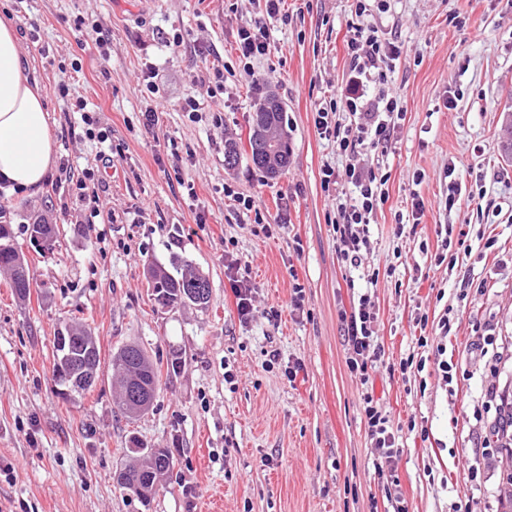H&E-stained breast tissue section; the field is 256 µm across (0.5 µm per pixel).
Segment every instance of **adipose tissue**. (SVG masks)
<instances>
[{
  "label": "adipose tissue",
  "instance_id": "ef3b65f1",
  "mask_svg": "<svg viewBox=\"0 0 512 512\" xmlns=\"http://www.w3.org/2000/svg\"><path fill=\"white\" fill-rule=\"evenodd\" d=\"M55 154L50 114L22 64L15 27L0 19V183L41 191Z\"/></svg>",
  "mask_w": 512,
  "mask_h": 512
}]
</instances>
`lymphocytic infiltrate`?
<instances>
[{
	"mask_svg": "<svg viewBox=\"0 0 512 512\" xmlns=\"http://www.w3.org/2000/svg\"><path fill=\"white\" fill-rule=\"evenodd\" d=\"M386 3L387 0H352L344 18L350 74L340 96L319 107L314 117L320 137L348 160L341 170L324 166L322 186L336 202L332 230L337 260L350 274H366L362 286L352 277L348 279L355 302L351 311L340 314L348 346L347 365L364 382L384 355L377 334L378 310L369 291L380 274L373 260L370 226L389 194L388 176L381 168L357 166L352 159L360 149L387 147L405 115L399 94L389 84L400 49L384 41L369 22L373 9H385ZM280 10L281 0H264L263 18L239 27L236 46L244 69H251L253 60L269 54L271 42L265 20L278 16ZM362 410L378 471L394 472L398 447L391 415L369 392L362 396Z\"/></svg>",
	"mask_w": 512,
	"mask_h": 512,
	"instance_id": "obj_1",
	"label": "lymphocytic infiltrate"
}]
</instances>
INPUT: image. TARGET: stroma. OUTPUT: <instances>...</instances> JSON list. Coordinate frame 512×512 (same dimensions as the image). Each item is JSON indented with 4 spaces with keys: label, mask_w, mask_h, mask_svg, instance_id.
Segmentation results:
<instances>
[{
    "label": "stroma",
    "mask_w": 512,
    "mask_h": 512,
    "mask_svg": "<svg viewBox=\"0 0 512 512\" xmlns=\"http://www.w3.org/2000/svg\"><path fill=\"white\" fill-rule=\"evenodd\" d=\"M347 10V0H286L266 22L270 54L248 74L235 39L257 17V0H0V17L26 32L18 46L57 148L42 192L0 189V222L33 282L21 301L0 271V512H388L360 411L368 390L400 423L395 475L409 512H453L458 503L500 512L505 451L491 433L497 405L484 394L491 383L512 393V161L497 136L512 110V0H389L372 17L382 38L401 47L392 82L406 116L387 151L367 154L390 176L372 232L378 260L395 271L380 274L375 289L384 357L365 383L346 364L338 314L352 293L336 258V206L321 184L324 165L345 160L314 127L316 110L348 78L339 25ZM79 15L108 35L107 56L75 30ZM176 31L184 42L173 48L165 38ZM216 60L225 66L223 109L189 120L179 104L188 94L207 101ZM148 65L159 91L144 97ZM78 95L109 129L107 143L88 138L72 109ZM268 95L286 110L287 168L272 178L244 157L226 169L225 140L248 152L256 106ZM149 105L162 113L150 130ZM105 147L107 166L98 159ZM89 169L94 179L79 185ZM452 169L462 192L449 210ZM228 186L261 198L272 236L251 234ZM92 192L101 214L91 223L79 198ZM415 195L425 204L421 222L395 238L396 221H412ZM482 198L494 213H478ZM37 217L58 231L51 250L30 242ZM442 224L483 226L495 245L474 246L461 270L448 272L429 258ZM231 239L256 288L257 313L246 325L224 265ZM177 258L209 280L205 306L163 309L152 300L148 264ZM297 282L305 288L300 312L291 307ZM448 306L455 321L444 338L437 323ZM68 325L100 346L96 385L71 398L52 378L54 338ZM423 333L443 339L457 369L452 384L431 361L401 372ZM477 333L487 338L481 352L471 346ZM129 342L160 366L170 350L182 355L181 369L162 374L151 408L135 421L113 404L112 355ZM273 347L283 362H302L295 380L282 366L266 368ZM133 437L174 457L146 505L116 483Z\"/></svg>",
    "instance_id": "1"
}]
</instances>
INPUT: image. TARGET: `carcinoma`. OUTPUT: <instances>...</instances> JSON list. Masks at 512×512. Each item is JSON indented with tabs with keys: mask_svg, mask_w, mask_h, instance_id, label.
<instances>
[{
	"mask_svg": "<svg viewBox=\"0 0 512 512\" xmlns=\"http://www.w3.org/2000/svg\"><path fill=\"white\" fill-rule=\"evenodd\" d=\"M285 125V108L276 97L269 96L257 105L248 136V158L255 168L272 177L288 166L290 148ZM10 239L9 225L0 224V268L10 271L11 288L17 298L24 301L30 296V274L23 255L10 244ZM153 269L158 282L153 287V296L162 307L185 303V298L197 287V282L205 279L186 261L175 264L174 274L158 265ZM71 330L75 341L64 352L55 350V357L64 353L71 364L100 365L95 337L83 328L73 326ZM112 368L122 377V388L115 396L116 406L128 419L140 418L149 411L160 386L157 368L136 343L126 344L113 354ZM127 457L128 463L118 472L117 485L138 500L148 503L173 467L171 452L167 448H147L133 439L127 448Z\"/></svg>",
	"mask_w": 512,
	"mask_h": 512,
	"instance_id": "cac0c4a2",
	"label": "carcinoma"
}]
</instances>
